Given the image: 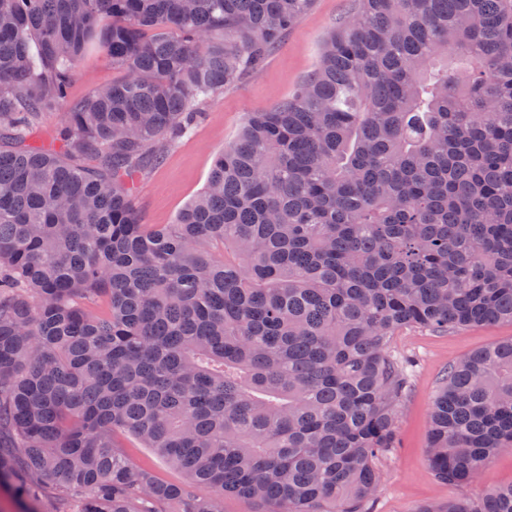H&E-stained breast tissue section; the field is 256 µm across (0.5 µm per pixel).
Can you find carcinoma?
<instances>
[{
	"label": "carcinoma",
	"instance_id": "obj_1",
	"mask_svg": "<svg viewBox=\"0 0 512 512\" xmlns=\"http://www.w3.org/2000/svg\"><path fill=\"white\" fill-rule=\"evenodd\" d=\"M312 5L0 0V489L21 512H371L407 390L390 337L512 323V0H356L175 223H142L139 174ZM93 39L121 76L72 102ZM508 452L512 339L448 365L427 461L477 484ZM415 512H512V483ZM125 445L130 454L131 459L136 464L148 465L160 478L171 482L181 483L184 481V475L176 470L171 469L165 459L152 448L142 447L135 440H125Z\"/></svg>",
	"mask_w": 512,
	"mask_h": 512
}]
</instances>
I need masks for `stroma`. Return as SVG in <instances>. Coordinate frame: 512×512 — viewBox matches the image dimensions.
I'll use <instances>...</instances> for the list:
<instances>
[{
	"label": "stroma",
	"mask_w": 512,
	"mask_h": 512,
	"mask_svg": "<svg viewBox=\"0 0 512 512\" xmlns=\"http://www.w3.org/2000/svg\"><path fill=\"white\" fill-rule=\"evenodd\" d=\"M353 8L352 0H315L262 68L244 76L205 103L194 134L168 148L162 162L142 172L134 195L143 223L171 224L206 185L213 161L233 143L252 112L268 110L289 98L316 66L328 32ZM103 55L88 48L72 76L69 98L78 101L117 78ZM512 338V324H493L433 335L403 330L392 336L390 349L408 361L409 386L396 424V448L382 460L374 512H414L425 502L463 498L470 486L439 481L426 459L434 397L453 361L470 352Z\"/></svg>",
	"instance_id": "stroma-1"
}]
</instances>
